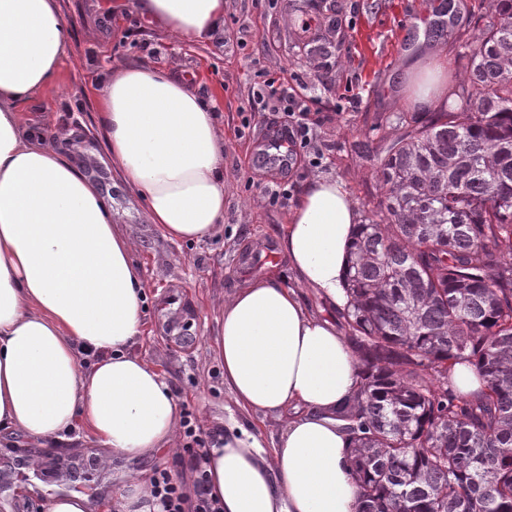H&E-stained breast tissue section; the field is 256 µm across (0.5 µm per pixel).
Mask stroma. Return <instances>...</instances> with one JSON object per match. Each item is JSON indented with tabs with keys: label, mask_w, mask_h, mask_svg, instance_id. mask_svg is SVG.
I'll use <instances>...</instances> for the list:
<instances>
[{
	"label": "stroma",
	"mask_w": 512,
	"mask_h": 512,
	"mask_svg": "<svg viewBox=\"0 0 512 512\" xmlns=\"http://www.w3.org/2000/svg\"><path fill=\"white\" fill-rule=\"evenodd\" d=\"M225 0L224 32L207 42L172 41L118 0H58L71 28V53L55 83L24 106L46 135L82 132L77 160L111 196L122 223L138 238L133 261L147 296L146 333L135 345L170 381L181 409L192 412L202 433L234 413L224 387V366L213 349L216 323L210 300L232 295L252 279L271 273L293 283L280 250L302 187L313 175L341 181L355 204L375 190L377 155L366 144L389 135L385 117L412 112L403 77L426 53L445 54L448 86L457 85L467 59L460 42L477 33L466 7L454 0L457 41L427 40L428 22L441 0ZM368 31L371 47L357 38ZM149 59L179 78L213 93L224 121V222L198 242H172L149 224L137 197L111 175L92 152L98 147L91 84L108 67ZM279 79L285 92L269 95L266 79ZM310 110L303 126L292 112L297 102ZM293 128L296 155L286 170L263 166L265 141ZM186 439L173 452L116 458L106 469L71 482L61 473L31 471L32 453L14 438L0 439V512H43L49 496L62 491L85 494L92 512H116L113 499L128 476L167 471L193 494L197 474ZM33 487L19 500L17 493Z\"/></svg>",
	"instance_id": "obj_1"
}]
</instances>
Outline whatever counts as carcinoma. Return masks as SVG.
I'll list each match as a JSON object with an SVG mask.
<instances>
[{
	"mask_svg": "<svg viewBox=\"0 0 512 512\" xmlns=\"http://www.w3.org/2000/svg\"><path fill=\"white\" fill-rule=\"evenodd\" d=\"M479 34L451 104L381 138L348 303L358 354L336 406L358 512H512V0L468 9ZM476 367L483 388L442 379ZM448 381L457 395L470 396L481 388L475 368L467 364L453 366L449 372Z\"/></svg>",
	"mask_w": 512,
	"mask_h": 512,
	"instance_id": "carcinoma-1",
	"label": "carcinoma"
}]
</instances>
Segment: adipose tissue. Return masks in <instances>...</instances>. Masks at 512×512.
I'll return each mask as SVG.
<instances>
[{"mask_svg": "<svg viewBox=\"0 0 512 512\" xmlns=\"http://www.w3.org/2000/svg\"><path fill=\"white\" fill-rule=\"evenodd\" d=\"M184 42L224 31V0H133ZM71 31L55 0H0V435L67 446L81 429L113 458L174 448L180 409L168 378L133 353L145 333L136 241L74 158V131L49 146L22 107L58 75ZM440 58L410 71V100L444 107ZM100 161L171 241H200L224 222V132L212 100L147 60L96 81ZM360 221L343 183H305L282 228L295 285L252 280L219 301L215 351L245 413L275 416L263 445L236 419L215 430L203 468L220 512H357L350 439L329 409L359 386L358 360L333 315L346 303ZM312 292L327 312L306 310ZM117 512H161L140 474Z\"/></svg>", "mask_w": 512, "mask_h": 512, "instance_id": "adipose-tissue-1", "label": "adipose tissue"}]
</instances>
